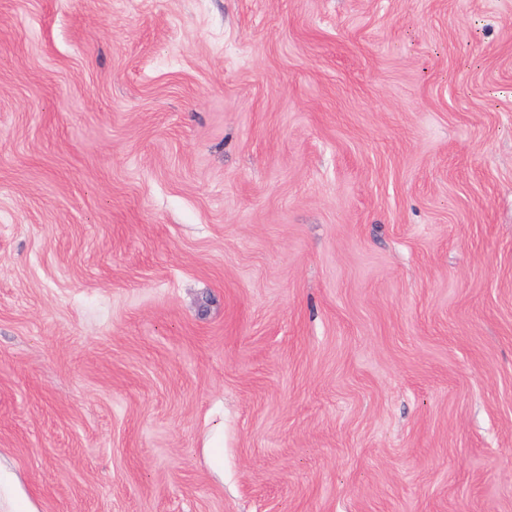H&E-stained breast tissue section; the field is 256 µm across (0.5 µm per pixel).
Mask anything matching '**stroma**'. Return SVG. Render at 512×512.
<instances>
[{
  "label": "stroma",
  "mask_w": 512,
  "mask_h": 512,
  "mask_svg": "<svg viewBox=\"0 0 512 512\" xmlns=\"http://www.w3.org/2000/svg\"><path fill=\"white\" fill-rule=\"evenodd\" d=\"M0 512H512V0H0Z\"/></svg>",
  "instance_id": "1"
}]
</instances>
